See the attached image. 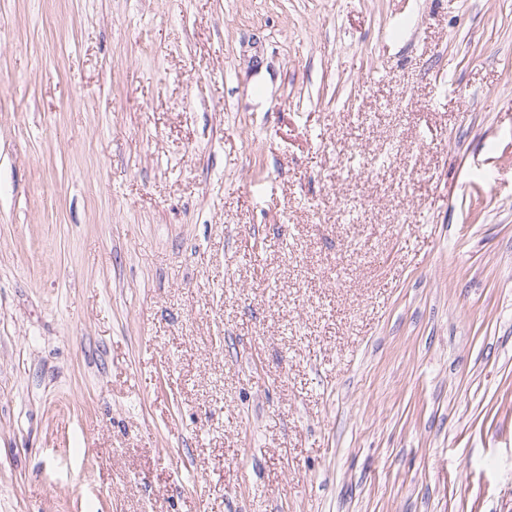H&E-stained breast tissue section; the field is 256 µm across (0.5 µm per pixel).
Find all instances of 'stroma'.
Returning a JSON list of instances; mask_svg holds the SVG:
<instances>
[{"instance_id":"obj_1","label":"stroma","mask_w":512,"mask_h":512,"mask_svg":"<svg viewBox=\"0 0 512 512\" xmlns=\"http://www.w3.org/2000/svg\"><path fill=\"white\" fill-rule=\"evenodd\" d=\"M0 512H512V0H0Z\"/></svg>"}]
</instances>
